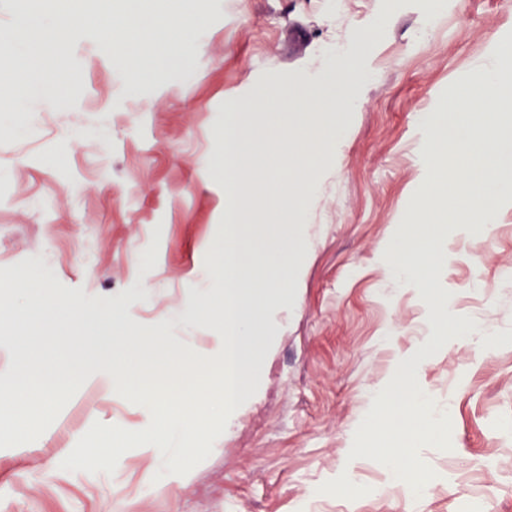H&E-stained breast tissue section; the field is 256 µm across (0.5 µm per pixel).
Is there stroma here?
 <instances>
[{"instance_id":"1","label":"stroma","mask_w":512,"mask_h":512,"mask_svg":"<svg viewBox=\"0 0 512 512\" xmlns=\"http://www.w3.org/2000/svg\"><path fill=\"white\" fill-rule=\"evenodd\" d=\"M208 18L192 56L167 82L133 94L99 28L70 49L86 81L72 109L42 74L18 120L0 118V267L33 266L81 291L93 347L113 343L108 304L151 335L165 309L185 303L209 261L229 183L213 177L215 121L228 94L274 100L301 84L326 45L374 43L370 80L349 117L350 136L316 167L306 205L309 254L288 319L263 321L268 346L258 390L217 452L184 483L145 477L138 449L113 474L68 472L61 461L94 422L133 429L141 408L105 395L91 376L34 442L0 449V512H512V199L494 229L442 232L425 258L426 287L386 281L387 240L398 234L423 177V111L447 110L473 83L476 63L512 43V0H447L427 40L426 0H183ZM456 252L443 264V251ZM483 256L484 286L467 282ZM484 345L419 353L439 333L430 302ZM416 357L420 389L450 413L417 463L428 486L384 491L392 428L374 455L361 451L371 396Z\"/></svg>"}]
</instances>
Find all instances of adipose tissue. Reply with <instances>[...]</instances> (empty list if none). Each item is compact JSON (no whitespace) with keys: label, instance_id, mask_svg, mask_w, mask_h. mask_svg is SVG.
Returning a JSON list of instances; mask_svg holds the SVG:
<instances>
[{"label":"adipose tissue","instance_id":"obj_1","mask_svg":"<svg viewBox=\"0 0 512 512\" xmlns=\"http://www.w3.org/2000/svg\"><path fill=\"white\" fill-rule=\"evenodd\" d=\"M127 6L138 13L139 21L121 32L110 44L109 52L119 66L126 87L135 93L147 78L166 79L169 60L192 51L205 16L198 10L185 11L174 6L163 13L147 10L141 0H127ZM47 10L40 0H29L26 22L22 27L0 33V45L22 47L24 56L37 59L45 68L60 70L68 65V48L85 36L87 22L82 12L71 10L48 23L44 20ZM417 372L415 363H400L395 371L392 396H374L367 412L368 419L373 421L398 414L408 426L415 428L416 433L408 439L406 447L392 453L387 461L391 479L405 486L414 483L410 459L424 441L420 428H438L447 422L446 415L418 391Z\"/></svg>","mask_w":512,"mask_h":512}]
</instances>
